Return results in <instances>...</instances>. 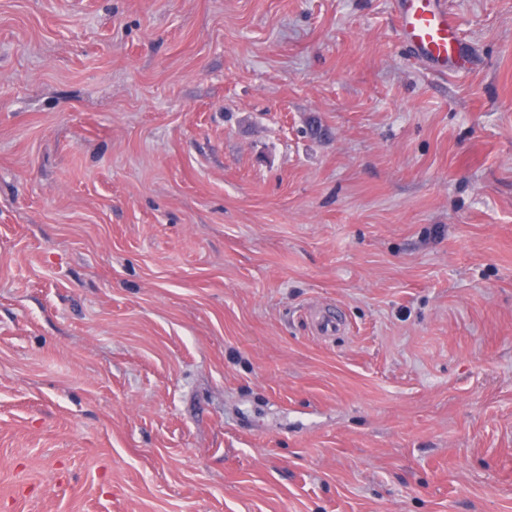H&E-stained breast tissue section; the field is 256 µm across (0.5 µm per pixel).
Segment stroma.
<instances>
[{
    "label": "stroma",
    "instance_id": "stroma-1",
    "mask_svg": "<svg viewBox=\"0 0 512 512\" xmlns=\"http://www.w3.org/2000/svg\"><path fill=\"white\" fill-rule=\"evenodd\" d=\"M447 2L463 76L394 0H0V512H512V0ZM440 0H397L399 32L411 57L444 74H466L471 56L455 14Z\"/></svg>",
    "mask_w": 512,
    "mask_h": 512
}]
</instances>
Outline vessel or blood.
<instances>
[{
  "label": "vessel or blood",
  "mask_w": 512,
  "mask_h": 512,
  "mask_svg": "<svg viewBox=\"0 0 512 512\" xmlns=\"http://www.w3.org/2000/svg\"><path fill=\"white\" fill-rule=\"evenodd\" d=\"M399 32L411 57L444 74H465L471 56L453 12L438 0H397Z\"/></svg>",
  "instance_id": "1"
}]
</instances>
